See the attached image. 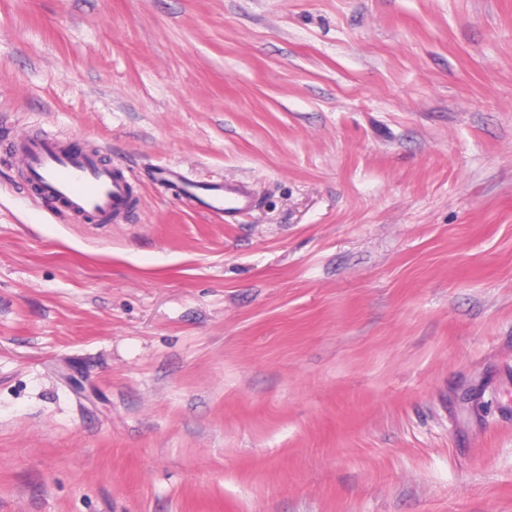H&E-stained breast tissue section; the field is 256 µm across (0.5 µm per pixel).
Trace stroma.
Listing matches in <instances>:
<instances>
[{"label": "stroma", "mask_w": 512, "mask_h": 512, "mask_svg": "<svg viewBox=\"0 0 512 512\" xmlns=\"http://www.w3.org/2000/svg\"><path fill=\"white\" fill-rule=\"evenodd\" d=\"M0 512H512V0H0ZM15 149L25 162L29 182L43 198L92 222L125 213L130 184L98 152H77L48 137L20 138ZM192 187L197 192H189L191 201H202L211 213L224 216V222L246 211L252 203L249 188L244 184L207 183Z\"/></svg>", "instance_id": "35a3bbf8"}]
</instances>
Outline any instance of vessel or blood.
Instances as JSON below:
<instances>
[{
    "label": "vessel or blood",
    "mask_w": 512,
    "mask_h": 512,
    "mask_svg": "<svg viewBox=\"0 0 512 512\" xmlns=\"http://www.w3.org/2000/svg\"><path fill=\"white\" fill-rule=\"evenodd\" d=\"M15 149L25 162L29 182L43 198L92 222L116 219L125 213L130 184L121 171L104 163L98 152H77L48 137L18 139ZM192 198L228 221L252 203L243 184H202Z\"/></svg>",
    "instance_id": "obj_1"
}]
</instances>
